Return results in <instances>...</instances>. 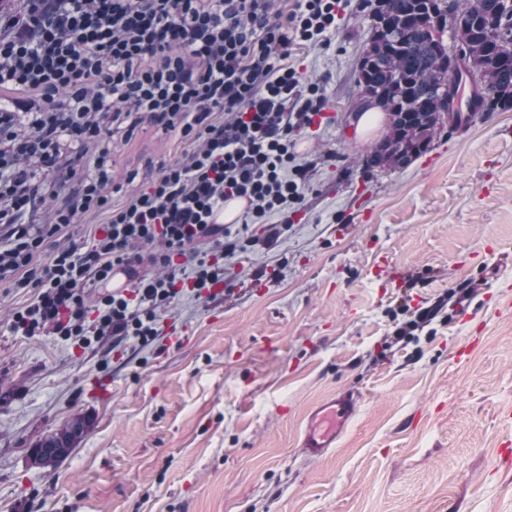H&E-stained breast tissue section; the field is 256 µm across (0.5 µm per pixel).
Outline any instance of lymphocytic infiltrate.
<instances>
[{"mask_svg": "<svg viewBox=\"0 0 512 512\" xmlns=\"http://www.w3.org/2000/svg\"><path fill=\"white\" fill-rule=\"evenodd\" d=\"M19 2L0 13V285L37 295L10 327L149 346L159 310L223 285L212 217L227 197L248 200V224L303 199L312 166L293 148L326 98L292 51L328 45L347 0ZM145 121L189 148L128 188L112 139ZM97 212L104 223L76 232ZM118 266L130 287L105 292Z\"/></svg>", "mask_w": 512, "mask_h": 512, "instance_id": "lymphocytic-infiltrate-1", "label": "lymphocytic infiltrate"}]
</instances>
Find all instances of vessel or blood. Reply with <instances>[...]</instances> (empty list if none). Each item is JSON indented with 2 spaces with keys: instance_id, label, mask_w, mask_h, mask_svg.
I'll return each mask as SVG.
<instances>
[{
  "instance_id": "1",
  "label": "vessel or blood",
  "mask_w": 512,
  "mask_h": 512,
  "mask_svg": "<svg viewBox=\"0 0 512 512\" xmlns=\"http://www.w3.org/2000/svg\"><path fill=\"white\" fill-rule=\"evenodd\" d=\"M358 396L339 393L312 410L306 419L301 448L307 456L318 457L335 447L337 440L355 417Z\"/></svg>"
}]
</instances>
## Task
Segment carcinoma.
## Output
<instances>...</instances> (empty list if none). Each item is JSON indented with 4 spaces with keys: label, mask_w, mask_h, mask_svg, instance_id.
<instances>
[{
    "label": "carcinoma",
    "mask_w": 512,
    "mask_h": 512,
    "mask_svg": "<svg viewBox=\"0 0 512 512\" xmlns=\"http://www.w3.org/2000/svg\"><path fill=\"white\" fill-rule=\"evenodd\" d=\"M384 31L370 37L357 82L373 91L375 105L398 118L365 158L368 168H404L440 134L436 113L512 112V0H382ZM497 23V33L489 24ZM451 32L445 48L433 36ZM92 428L76 415L36 443L38 450L67 448Z\"/></svg>",
    "instance_id": "obj_1"
}]
</instances>
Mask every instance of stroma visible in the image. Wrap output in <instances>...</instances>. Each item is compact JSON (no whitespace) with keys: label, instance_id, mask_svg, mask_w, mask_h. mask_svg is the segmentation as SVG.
Segmentation results:
<instances>
[{"label":"stroma","instance_id":"1","mask_svg":"<svg viewBox=\"0 0 512 512\" xmlns=\"http://www.w3.org/2000/svg\"><path fill=\"white\" fill-rule=\"evenodd\" d=\"M369 0L295 55L329 122L298 139L300 204L254 224L213 297L185 294L150 346L82 348L9 328L32 292L0 287V512H512V112H486L396 171L364 163L355 81ZM187 142L152 123L115 138L117 179ZM476 291L403 341L401 306ZM468 355H460L468 339ZM360 409L306 459L310 409ZM94 427L55 468L29 452L75 415Z\"/></svg>","mask_w":512,"mask_h":512}]
</instances>
